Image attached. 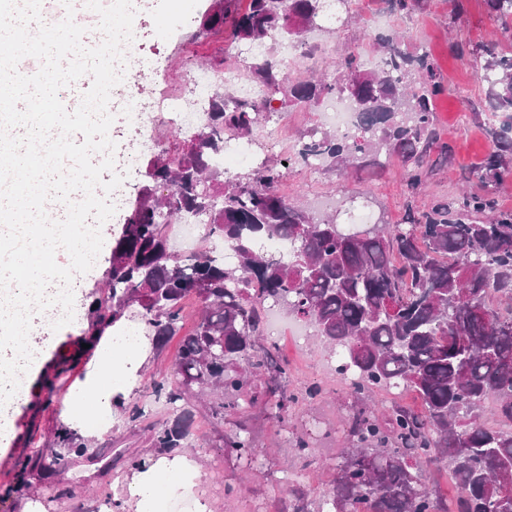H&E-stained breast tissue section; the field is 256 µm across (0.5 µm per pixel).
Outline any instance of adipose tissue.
<instances>
[{
    "label": "adipose tissue",
    "mask_w": 512,
    "mask_h": 512,
    "mask_svg": "<svg viewBox=\"0 0 512 512\" xmlns=\"http://www.w3.org/2000/svg\"><path fill=\"white\" fill-rule=\"evenodd\" d=\"M89 344L85 378L60 415L62 423L82 434L108 428L113 406L125 399L149 350L146 337L129 334L120 323L106 326ZM196 476L197 467L186 456L156 459L132 475L129 495L135 512H154L160 496L186 492Z\"/></svg>",
    "instance_id": "ef3b65f1"
}]
</instances>
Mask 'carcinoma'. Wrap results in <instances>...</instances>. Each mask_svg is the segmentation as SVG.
Returning <instances> with one entry per match:
<instances>
[{
    "instance_id": "carcinoma-1",
    "label": "carcinoma",
    "mask_w": 512,
    "mask_h": 512,
    "mask_svg": "<svg viewBox=\"0 0 512 512\" xmlns=\"http://www.w3.org/2000/svg\"><path fill=\"white\" fill-rule=\"evenodd\" d=\"M239 2L218 0L201 30L222 31L235 47L273 34L302 45L324 7V0H248L244 9ZM485 4L501 36L511 39L512 0ZM370 41L380 52L373 69L349 54L337 61L338 76L298 80L268 57L252 67L253 79L273 93L286 89L297 104L338 97L357 111L354 133L317 128L298 142L303 165L319 159L380 166L381 154H396L414 193L435 143V100L448 89L436 81L426 48L409 49L394 29L373 32ZM459 58L486 85L491 149L471 172L483 193L439 202L406 224L346 232L333 216L314 222L279 192L284 173L274 164L260 163L247 179L220 180L211 158L224 132L251 134L272 99L230 107L217 93L189 145L179 153L161 146L148 162V184L112 243L106 299L89 303L87 334L119 321L136 303L162 341L182 328L183 301L194 297L201 317L182 340L171 378L152 385L175 408L196 387L220 392L212 406L217 421L224 420V394L242 395L265 375L288 372L274 347L260 343L269 302L314 325L328 346L342 348L338 373L357 398L375 390L415 392L419 412L390 405L354 415L351 447L323 493L327 512H448L427 477L440 465L456 481L453 512H512V212H496L494 200L512 179V54L489 39L460 48ZM166 183L171 195L161 203L155 190ZM186 212L207 215L205 238L231 246L234 264L209 249L187 256L171 250L160 218L172 222ZM271 238L292 245L288 256L263 248ZM490 398L509 428L485 421ZM294 401L277 386L246 404L279 421ZM184 439L177 425L151 435L153 447L169 454L182 451ZM63 444L64 454L38 453L41 469L57 472L68 456L86 451ZM224 451L259 455L239 432L224 438Z\"/></svg>"
}]
</instances>
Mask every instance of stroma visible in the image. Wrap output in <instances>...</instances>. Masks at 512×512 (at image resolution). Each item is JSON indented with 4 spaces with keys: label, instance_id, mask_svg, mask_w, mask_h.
Listing matches in <instances>:
<instances>
[{
    "label": "stroma",
    "instance_id": "1",
    "mask_svg": "<svg viewBox=\"0 0 512 512\" xmlns=\"http://www.w3.org/2000/svg\"><path fill=\"white\" fill-rule=\"evenodd\" d=\"M351 19L324 30L309 42L305 56L290 60L288 68L305 78L327 73L338 57L349 52L376 59L369 35L378 28H395L405 33L409 47L425 45L435 65L437 81L450 86L448 94L436 101L435 131L439 144L448 147L447 159L429 157L424 165L423 184L409 193L402 181L403 163L390 156L388 167L380 172H346L342 165L327 162L310 172L293 160L295 145L319 124V107L303 109L275 101V113L257 123L249 137L259 160L281 164L284 178L281 194L299 200L309 216L325 219V212L314 206L315 197L336 194L355 198L370 208L378 220L405 223L409 210L425 211L441 199H454L462 188L476 189L470 170L490 150L484 124L488 118L486 87L474 70L457 60L456 44L475 45L485 41L494 26L484 0H462L461 14H453L450 0H420L411 16L386 14L381 0H355ZM215 0H156L152 11L136 13L134 27L142 39L128 57L124 78L137 82L141 73L151 75L146 93L172 94L185 88L187 64L206 67L214 77L213 88L223 91L224 70L238 67L233 48L221 33L203 32L202 16ZM146 183L145 175L131 182L122 211L103 226V247L94 266L83 274L74 294L73 321L61 329L43 333L31 331L32 349L41 351V370L26 373V402L14 404L11 413L0 420V512H25L27 503L39 502L44 512H133L127 492L134 472L133 460L155 458L151 445L153 427L183 422L187 432L184 453L193 459L198 475L189 493L164 499L162 512H179L193 505V512H280L288 498L289 486L303 489L310 512H319L322 495L330 480L332 465L347 445L345 429L359 403L336 367V352L320 336L297 341L287 331H269L264 345H276V354L288 363L286 385L298 401L288 412L287 423L268 419L256 410L231 409L223 421L213 420L210 397H193L180 410H172L165 396L153 392L154 375L170 370L180 342L170 336L153 339L138 379L124 402L117 406L111 427L88 439L87 454L70 457L63 472L23 471L22 461L40 448H48L54 438L66 435L60 413L72 390L84 379L86 360L81 343L90 323L87 304L105 289L111 266V239L118 235L127 213L138 200ZM71 360L72 369L54 394L43 390V379L53 376L56 366ZM317 384L322 393L305 399L308 386ZM244 425L261 455L249 464L224 451V437L235 425ZM305 438L312 446L311 456L298 454L295 441Z\"/></svg>",
    "mask_w": 512,
    "mask_h": 512
}]
</instances>
